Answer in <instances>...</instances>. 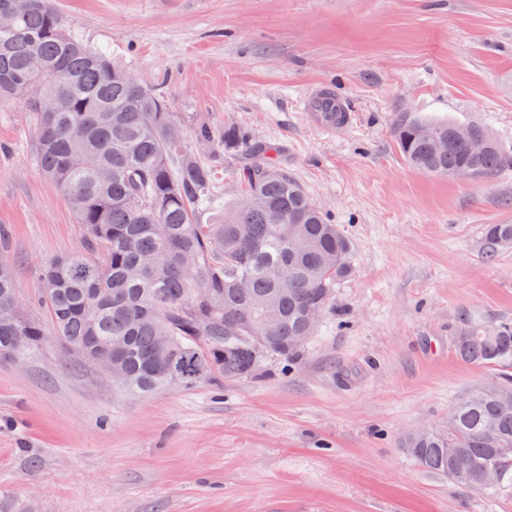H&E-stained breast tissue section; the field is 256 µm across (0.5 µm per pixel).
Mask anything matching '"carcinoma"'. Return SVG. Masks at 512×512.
<instances>
[{"instance_id": "cac0c4a2", "label": "carcinoma", "mask_w": 512, "mask_h": 512, "mask_svg": "<svg viewBox=\"0 0 512 512\" xmlns=\"http://www.w3.org/2000/svg\"><path fill=\"white\" fill-rule=\"evenodd\" d=\"M44 70L35 73L31 61ZM26 102L34 152L44 175L68 199L87 248L45 265L44 327L20 303L10 265L0 263V359L48 340L76 362L112 354V382L129 394L192 387L214 374L256 371L257 338L269 357L294 361L299 336H313L312 309L326 314L336 286L352 272V244L328 213L277 162L276 147L248 128L197 124L196 143L213 155L235 152L237 180L254 200L220 209L209 224L196 210L214 201L216 166L182 145L161 96L105 54L69 36L51 0H28L0 28V100ZM393 134L404 159L450 178L499 172L512 161L476 124L399 116ZM487 139L476 153L471 136ZM490 256L512 244V224L487 230ZM208 292L196 293L197 278ZM26 343L17 345V337ZM457 355L501 366L496 380L454 403L448 424L403 438L421 469L473 489L512 490V321H465Z\"/></svg>"}]
</instances>
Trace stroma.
Wrapping results in <instances>:
<instances>
[{
  "label": "stroma",
  "mask_w": 512,
  "mask_h": 512,
  "mask_svg": "<svg viewBox=\"0 0 512 512\" xmlns=\"http://www.w3.org/2000/svg\"><path fill=\"white\" fill-rule=\"evenodd\" d=\"M66 30L153 86L181 121L247 127L353 244L300 361L131 396L48 341L0 361V512H512V493L419 468L400 445L494 378L457 358L461 320H512V167L414 170L397 114L481 123L512 153V0H54ZM329 86L352 123L302 112ZM0 260L26 313L43 266L86 236L43 174L33 123L0 101Z\"/></svg>",
  "instance_id": "obj_1"
}]
</instances>
